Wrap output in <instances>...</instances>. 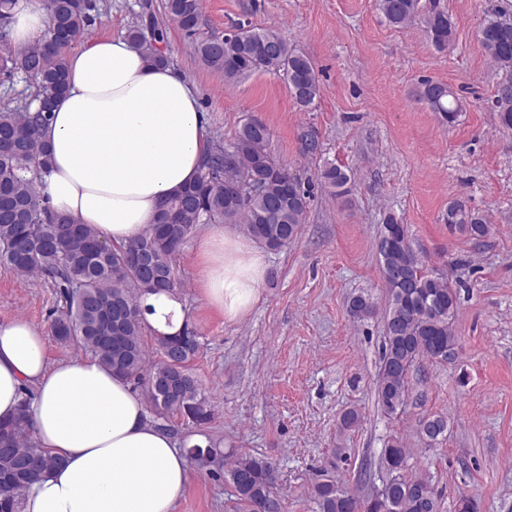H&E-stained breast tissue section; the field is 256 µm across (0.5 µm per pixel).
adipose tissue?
<instances>
[{
	"label": "adipose tissue",
	"mask_w": 512,
	"mask_h": 512,
	"mask_svg": "<svg viewBox=\"0 0 512 512\" xmlns=\"http://www.w3.org/2000/svg\"><path fill=\"white\" fill-rule=\"evenodd\" d=\"M43 0H14V46L45 42ZM67 92L40 139L50 165L39 175L50 212L91 225L115 247L154 224L161 201L199 176L211 150L210 125L197 93L167 65L148 64L123 37L85 42L68 58ZM198 292L234 320L258 300L264 254L231 234L201 233ZM155 331L176 332L180 300L145 296ZM40 448L58 458L24 491L21 512H173L189 482L187 457L147 418L143 399L97 359L49 363L43 329L0 322V420L12 418L24 390Z\"/></svg>",
	"instance_id": "adipose-tissue-1"
}]
</instances>
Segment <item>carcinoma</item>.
I'll list each match as a JSON object with an SVG mask.
<instances>
[{
    "label": "carcinoma",
    "mask_w": 512,
    "mask_h": 512,
    "mask_svg": "<svg viewBox=\"0 0 512 512\" xmlns=\"http://www.w3.org/2000/svg\"><path fill=\"white\" fill-rule=\"evenodd\" d=\"M387 22L405 27L420 22L439 52L454 41L455 25L435 4L422 11L420 0H378ZM171 21L195 37L194 51L210 70L226 81L256 73L280 76L297 107L308 110L321 96L313 62L299 52L277 28L241 25L232 33L199 35L203 25L202 0H166ZM51 26L41 45L12 50L7 29L0 30V72L24 74L37 84L41 108H0V268L27 276L43 275L54 283L61 310L52 315L50 331L60 345L97 358L112 374L140 385L156 419L178 414L196 425L211 420L212 412L190 364L202 343L189 323L175 335H153L158 359H150L144 333L148 325L142 299L148 293L174 292L178 286L176 256L199 224H241L247 235L270 249L288 245L305 223L309 191L281 165L269 150L270 129L261 119L248 116L234 140L213 143L198 178L167 198L156 223L126 247L115 248L98 238L88 224H75L51 213L44 205L35 178L48 163L38 137L53 101L66 89L67 49L88 31L96 0H47ZM166 28L157 22L145 29H128L130 44L151 64H167L158 44ZM482 45L497 68L511 73L496 86L493 107L502 126L512 128V19L501 16L480 30ZM417 97L432 111L453 122L464 105L448 85L426 80ZM302 154H318L319 133L307 126L299 134ZM336 198L350 195L354 176L336 165L317 174ZM448 226L480 241L489 233L485 216L462 202L448 204ZM387 292L383 313L385 344L377 381V403L384 414H397L411 393L410 374L424 359H446L458 337L453 324L457 296L449 281L428 268L410 242L407 225L389 214L377 241ZM357 320L377 313L370 295L348 301ZM32 391L23 392V405L9 422H0V512H19L26 486L57 460L38 446L28 418ZM448 431V418L427 417L423 439L432 442ZM188 458L205 468L204 458H232L224 471L231 485L235 512H281L277 468L267 457L224 453L221 443L193 444ZM410 449L397 436L381 451V462L392 475L386 497L350 494L336 480L313 487L319 512H440L437 494L428 478L402 474Z\"/></svg>",
    "instance_id": "cac0c4a2"
}]
</instances>
